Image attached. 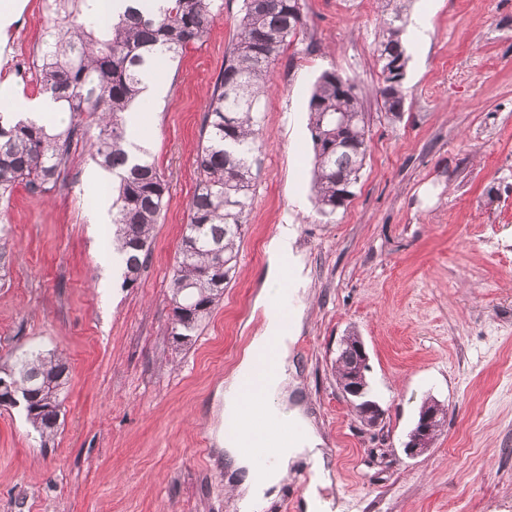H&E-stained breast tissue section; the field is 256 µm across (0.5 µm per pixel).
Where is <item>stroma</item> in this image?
<instances>
[{
	"label": "stroma",
	"instance_id": "obj_1",
	"mask_svg": "<svg viewBox=\"0 0 512 512\" xmlns=\"http://www.w3.org/2000/svg\"><path fill=\"white\" fill-rule=\"evenodd\" d=\"M0 46V77L40 95L36 66L52 29L39 0ZM303 35L263 101L261 165L234 277L191 343L170 334L169 284L197 183L206 100L224 66L241 0H224L208 39L167 64L149 110V153L169 192L134 287L99 286L108 226L92 231L85 148L52 191L17 186L0 280V357L61 353L70 381L48 447L22 408L0 407V512H232L214 392L263 321L266 247L294 229L302 321L289 405L324 440V512H512V0H412L429 28L408 50L401 118L378 89L383 0H302ZM336 70L356 85L367 156L349 203L317 212L308 100ZM357 334L384 411L364 427L336 384L343 336ZM446 416L432 448L403 444L421 404Z\"/></svg>",
	"mask_w": 512,
	"mask_h": 512
}]
</instances>
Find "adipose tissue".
Returning <instances> with one entry per match:
<instances>
[{
	"label": "adipose tissue",
	"instance_id": "1",
	"mask_svg": "<svg viewBox=\"0 0 512 512\" xmlns=\"http://www.w3.org/2000/svg\"><path fill=\"white\" fill-rule=\"evenodd\" d=\"M25 106L29 119L46 117L64 121L67 118L50 99H23L10 80L0 81V111ZM293 234L289 225H281L267 245L269 259L268 288L262 289L257 301L266 308L263 330L252 337L246 354L215 393L220 402L222 425L218 432L224 453L233 466L244 471L239 487L240 512H251L255 505L265 503L266 495L280 484L290 467L298 460L310 465L311 486H323L329 481V471L321 448L322 439L315 432L303 411L289 407L287 400L288 357L293 339L288 336L278 313V305L288 301V266ZM262 407L265 423L270 428L298 429L297 438L280 443L272 449L269 468H258L256 451L243 447L240 437L255 432V407Z\"/></svg>",
	"mask_w": 512,
	"mask_h": 512
}]
</instances>
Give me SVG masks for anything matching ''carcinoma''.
<instances>
[{"mask_svg": "<svg viewBox=\"0 0 512 512\" xmlns=\"http://www.w3.org/2000/svg\"><path fill=\"white\" fill-rule=\"evenodd\" d=\"M66 25H53L40 56L54 61L40 69L42 91L70 113L67 126L53 130L35 121L0 124V204L14 187L33 194L51 191L64 180L72 145L88 128L91 159L112 172V244L125 256L124 284H137L152 249L168 195L155 162L130 158L125 121L161 60H174L188 46L204 41L224 8L220 0H168L157 13L133 5L101 23L91 0H63ZM411 0H386V19L377 47L388 114L403 112L402 46ZM306 25L301 0H242L224 67L208 97L202 141L196 156L198 180L189 204L179 257L170 280V334L188 343L224 298L237 265L243 226L252 208L261 141L259 105L268 93L276 62ZM323 71L309 98L314 142V191L325 218L353 196L366 152V122L355 86ZM66 361L54 352L25 351L0 363V376H12L15 390L34 394L26 413L43 441L59 428L69 382Z\"/></svg>", "mask_w": 512, "mask_h": 512, "instance_id": "obj_1", "label": "carcinoma"}]
</instances>
